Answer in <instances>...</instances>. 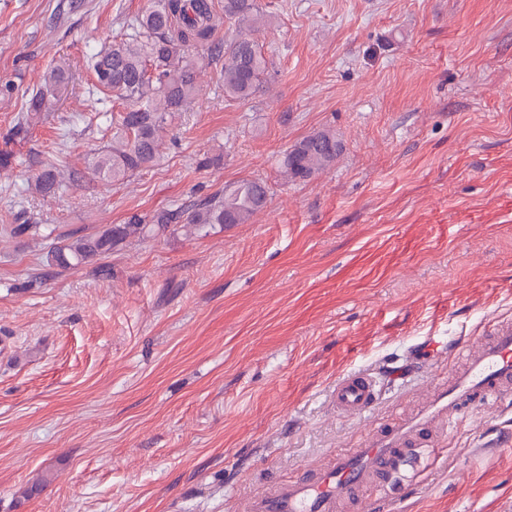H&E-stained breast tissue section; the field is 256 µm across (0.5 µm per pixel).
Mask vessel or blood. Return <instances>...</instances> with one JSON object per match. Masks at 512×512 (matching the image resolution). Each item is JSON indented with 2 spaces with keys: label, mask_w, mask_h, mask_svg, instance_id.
Wrapping results in <instances>:
<instances>
[{
  "label": "vessel or blood",
  "mask_w": 512,
  "mask_h": 512,
  "mask_svg": "<svg viewBox=\"0 0 512 512\" xmlns=\"http://www.w3.org/2000/svg\"><path fill=\"white\" fill-rule=\"evenodd\" d=\"M469 347V337L449 339V356L466 364L414 413L379 425L356 448L334 455L324 466L277 482L248 499L242 512H337L339 506L362 503L367 489H382L410 450L432 443L438 423L452 424L512 388L511 319L497 320L477 353ZM376 401L377 381L368 373L341 377L333 391L336 412L345 418L371 414Z\"/></svg>",
  "instance_id": "vessel-or-blood-1"
}]
</instances>
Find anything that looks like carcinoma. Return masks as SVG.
Masks as SVG:
<instances>
[{
	"label": "carcinoma",
	"mask_w": 512,
	"mask_h": 512,
	"mask_svg": "<svg viewBox=\"0 0 512 512\" xmlns=\"http://www.w3.org/2000/svg\"><path fill=\"white\" fill-rule=\"evenodd\" d=\"M224 20L234 27L233 34L224 43L214 44L210 42L215 26L210 0H151L135 25L87 56L94 76L88 94L99 101L114 97L124 101L123 108L112 111L104 130L106 142L87 161L92 178L114 184L154 162L163 133L202 95L204 60H222L220 78L226 101L246 102L264 91L270 60L258 35L271 20L259 0H224ZM69 75L63 63L52 61L40 86L28 94L7 142L25 141L37 124L53 116ZM341 152L334 131H317L284 153L280 169L288 181H306L333 166ZM63 187L52 165L34 179V190L43 196ZM267 201L264 181L243 179L189 206L151 216L132 213L124 223L96 234L73 232L50 248L47 262L61 268L84 264L124 244L162 236L180 224L198 232L215 225L245 224ZM0 233L35 237L40 235V225L11 224L1 217Z\"/></svg>",
	"instance_id": "carcinoma-1"
}]
</instances>
